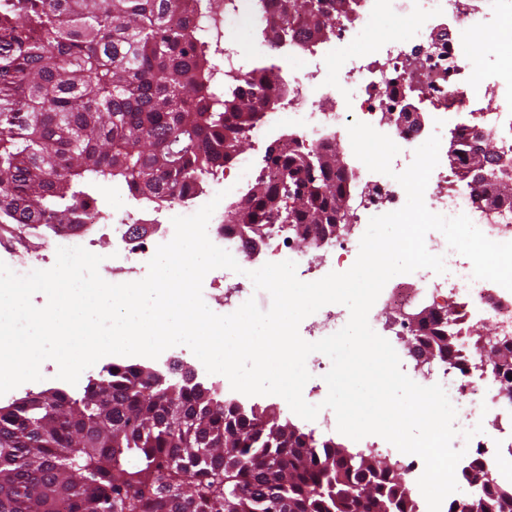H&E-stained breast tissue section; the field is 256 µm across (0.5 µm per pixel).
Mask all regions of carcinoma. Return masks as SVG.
<instances>
[{
  "instance_id": "cac0c4a2",
  "label": "carcinoma",
  "mask_w": 512,
  "mask_h": 512,
  "mask_svg": "<svg viewBox=\"0 0 512 512\" xmlns=\"http://www.w3.org/2000/svg\"><path fill=\"white\" fill-rule=\"evenodd\" d=\"M187 0H0V225L59 230L80 225L95 191L119 183L164 203L202 187L237 157L268 109V77L217 84V53L188 17ZM353 12V0H279L269 23L309 40ZM265 163L274 176L248 189L236 212L262 240L271 226L300 223L286 185L301 169L291 154ZM312 205L346 189L315 172ZM448 318L433 321L436 357L455 347ZM106 411L84 389L37 393L25 408L0 406V512H418L409 483L376 469L377 455L288 430L269 408L219 397L208 406L191 386L139 364L104 366ZM210 445L201 459L194 450ZM472 512H512V486L476 459L461 470ZM374 485L372 500L358 486ZM55 484L56 496L38 488ZM187 484L190 493L180 487Z\"/></svg>"
}]
</instances>
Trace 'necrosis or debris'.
I'll list each match as a JSON object with an SVG mask.
<instances>
[{"instance_id":"necrosis-or-debris-1","label":"necrosis or debris","mask_w":512,"mask_h":512,"mask_svg":"<svg viewBox=\"0 0 512 512\" xmlns=\"http://www.w3.org/2000/svg\"><path fill=\"white\" fill-rule=\"evenodd\" d=\"M194 24L211 39H226L229 29L245 25L258 54L280 62L277 95L280 107L269 120L252 129L255 147H262L276 128L296 124L298 143L307 150L328 145L350 148L347 127L355 121L391 135L400 152L391 166L404 171L406 162L426 137L407 129L392 130V117L400 109L399 86H408L409 98L428 108L439 137L454 133V119L469 114L472 125L493 135L501 152L512 156V48L495 43L487 71L474 70L471 39L483 38L491 20L512 19V0H356L350 18L337 21L328 44L305 49L299 32L282 36L267 22L275 0H235L225 9L224 0H192ZM376 25L392 27L384 41L363 43L362 34ZM367 192L350 211L351 223L367 226L372 217L400 209L406 202L402 186L381 173L364 171ZM475 191L456 188L444 166H437L424 193L427 208L436 214L466 215L490 240L506 241L512 226V210L488 215L476 208ZM226 204H218L210 218V241L245 259L256 270L269 262L294 261L301 281L320 280V273L306 261L307 246L282 232L253 244L234 225L228 224ZM130 213L113 214L106 223L112 233V272L135 277L146 261L149 248L132 234ZM425 244L443 257L445 273L421 281L412 298L430 301L432 308L447 314L460 294L471 305L465 320L491 317L498 336L512 337V291L485 280L474 279L469 260L450 249L445 237L429 232ZM459 356L439 369L416 371L413 379L422 386L442 385L456 409L458 431L452 444L478 457L499 482L512 483V407L501 404L502 378L492 364L471 367L467 352L469 335L456 330Z\"/></svg>"}]
</instances>
